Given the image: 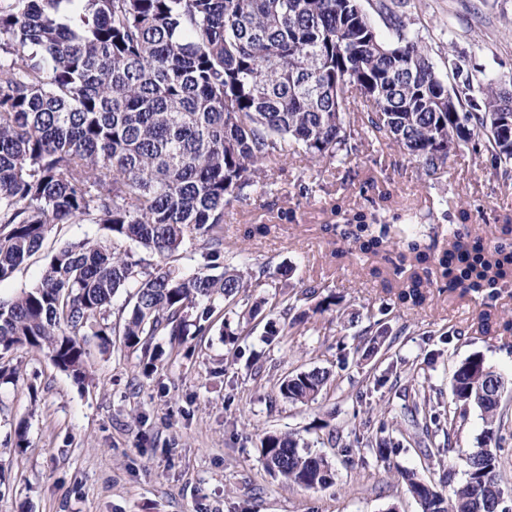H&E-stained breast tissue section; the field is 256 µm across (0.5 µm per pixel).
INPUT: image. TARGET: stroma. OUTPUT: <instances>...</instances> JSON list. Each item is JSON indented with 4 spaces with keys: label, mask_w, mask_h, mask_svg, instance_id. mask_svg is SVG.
I'll return each instance as SVG.
<instances>
[{
    "label": "stroma",
    "mask_w": 512,
    "mask_h": 512,
    "mask_svg": "<svg viewBox=\"0 0 512 512\" xmlns=\"http://www.w3.org/2000/svg\"><path fill=\"white\" fill-rule=\"evenodd\" d=\"M387 2L441 76L451 77L453 61L474 82L512 90V0ZM273 173L271 191L224 209L232 264L259 284L215 313L205 335L179 347L156 337L163 357L153 371L143 372L139 353L118 336L105 351L89 341L85 387L45 352L20 347L0 356V366L18 370L0 385V512H421L404 470L450 494L449 471H462L463 456L482 440L481 413L469 408L450 434L428 438L411 426L409 410L422 391L447 413L454 371L476 353L512 378V331L482 334L481 297L435 285L422 305H397L401 279L392 265L372 255L334 258L347 242L322 227L357 211L401 224L430 207L436 223L507 243L512 236L500 226L512 218V176L491 165L481 139L450 154L431 178L399 148L367 141L330 173L290 146ZM257 224L266 234L246 236ZM107 237L99 224L58 225L0 282V300L35 287L63 243ZM311 286L315 295L297 304L307 320L266 343L264 327L284 322L288 293ZM379 319L388 326L383 337ZM375 336L379 349L367 354ZM313 368L330 374L316 401L280 395L282 379ZM383 417L400 446L381 461L365 441ZM21 420L29 442L22 451L13 445ZM272 432L294 434L324 455L332 484L289 485L268 470L260 448Z\"/></svg>",
    "instance_id": "obj_1"
}]
</instances>
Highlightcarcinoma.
I'll return each instance as SVG.
<instances>
[{"mask_svg":"<svg viewBox=\"0 0 512 512\" xmlns=\"http://www.w3.org/2000/svg\"><path fill=\"white\" fill-rule=\"evenodd\" d=\"M393 38H379L358 0H0V282L36 254L58 224H102L105 241L67 242L51 255L40 283L0 301V354L20 346L45 350L83 385L90 379L87 337L107 347L111 305L128 293L124 345L155 366L156 336L182 343L201 334L223 304L248 287L230 267L186 275L172 264L186 240L215 263L224 258V205L249 188L266 191L264 169L286 141L328 165L349 156L347 112L376 141L418 159L433 176L448 146L483 136L496 164L512 161L496 125L512 114V93L473 82L448 61L457 83L436 72L426 46L387 5ZM397 236L371 215L343 233L362 254L403 248L462 293H486L512 277V250L466 240L450 225L448 248L421 244V221ZM130 240L142 252L123 249ZM426 287L412 274L400 304L419 305ZM330 379L315 368L285 377L279 393L293 402L317 397ZM506 380L474 354L453 375V401L477 407L486 422L482 447L465 455L463 479L445 496L401 473L422 512H498V468L507 443L498 402L479 395ZM429 402L412 422L427 432L441 420ZM390 422L376 429V457L395 449ZM267 466L287 483L331 481L326 458L290 433L262 442Z\"/></svg>","mask_w":512,"mask_h":512,"instance_id":"1","label":"carcinoma"}]
</instances>
